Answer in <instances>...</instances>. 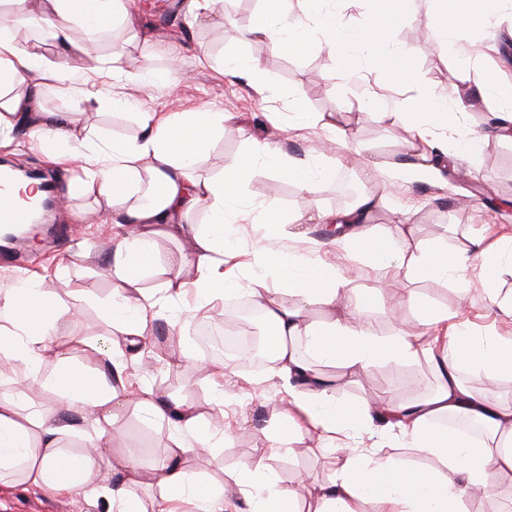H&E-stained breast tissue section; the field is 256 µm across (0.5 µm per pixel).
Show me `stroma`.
<instances>
[{"instance_id": "1", "label": "stroma", "mask_w": 512, "mask_h": 512, "mask_svg": "<svg viewBox=\"0 0 512 512\" xmlns=\"http://www.w3.org/2000/svg\"><path fill=\"white\" fill-rule=\"evenodd\" d=\"M187 4L188 0H171L165 8L160 0H133L138 12V33L129 38L128 53L159 71L166 70L171 55H178L185 77L175 88L124 85L104 76L87 75L86 59L71 61V68L84 75L79 85L81 95L104 102L103 107L89 113L91 122L98 128L134 138L140 133L138 115L142 112H229L232 121L225 123L223 136L198 165L201 177L219 176L225 167L235 163L247 148V135L263 138L276 127L284 130L279 143L290 158L311 159L322 154L336 162L331 174L313 190L302 191L286 182L281 184L279 194L269 195V185L278 182L276 175L270 173L245 188L248 198L273 197L293 215L307 216L320 210L341 212L338 185L343 174L341 162L346 154L361 148L372 161L357 176L362 192L383 200L382 206L370 214L369 228L392 229L406 224L412 228L413 241L440 238L457 251L470 248L473 240L483 235L512 233V214L495 211L488 204L492 197L512 204V142L492 133L486 102L475 101L464 118L468 135L481 144L478 171H470L465 159L449 156L442 162L444 173L439 179L400 182L389 187L384 183L382 171L406 159L412 141L409 128L375 119L365 112L354 82L331 71L325 54L316 47L301 55H285L270 52L261 44L246 45V52L257 56L267 72L269 88L265 91L257 90L244 79L225 76L224 50L245 23L243 11L258 12L259 4L255 2L246 8L241 0H220L214 13L198 19L189 14ZM422 21V16L410 15L401 21L396 32L398 42L414 58L418 84L395 90V97L409 100L430 88L450 96L472 93V73L452 50L410 39L411 29ZM291 85L300 87L306 111L340 115L347 140L335 138L319 124L288 127L290 107L275 92ZM112 98L120 100V107H109ZM68 168L58 183V194L64 201L58 210V221L70 225V232L64 237L38 236L32 242L33 255L20 257L12 264L0 263V287L8 288L35 276L41 277L49 288L78 283L83 296L69 299L68 304L78 313L80 334L97 341L111 330L97 301L111 291L105 267L115 229L93 195L75 193L70 173L77 165L72 162ZM326 239L324 225L315 223L292 225L281 234L284 248L299 253L318 249L321 258L336 264L354 287H373L369 261L357 253L326 247ZM412 291L427 297L433 306L451 311L466 309L472 326L479 332L503 333L512 329V323L491 306L485 287L475 278L437 285L397 277L389 282L387 292L369 312L371 323L388 335L394 333L400 322L408 329H417L415 314L403 305ZM228 309L227 302L216 303L201 317L184 320L175 331L156 326L153 337L142 344V355L127 358L124 387L130 393L145 386L177 393L204 415L219 409L217 396L219 392H227L229 398L221 407L227 415L224 445L208 449L205 476L230 489L234 486L233 473L243 464L253 458L269 457V436L278 425L283 394L278 381L264 368L245 374L239 362L233 361L219 378L179 364L183 347H191L198 355L203 352L196 335L199 321L222 325ZM322 372L334 383L340 400L380 393L410 402L429 395L436 386V372L423 356L407 363L380 364L355 380L330 365L323 366ZM115 427L121 435V445L112 451L113 464L131 457L147 469L164 456L175 434L172 426L149 420L132 403L120 411ZM316 444V439L303 431L296 436L291 452L269 458L270 467L283 484H292L301 471L317 482L331 477L334 461L327 455L312 454ZM105 509V502L99 499L78 510L66 498L20 489L0 490V512H105Z\"/></svg>"}]
</instances>
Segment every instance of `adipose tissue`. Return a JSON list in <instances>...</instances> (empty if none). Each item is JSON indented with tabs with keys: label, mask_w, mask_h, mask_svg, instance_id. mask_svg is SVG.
<instances>
[{
	"label": "adipose tissue",
	"mask_w": 512,
	"mask_h": 512,
	"mask_svg": "<svg viewBox=\"0 0 512 512\" xmlns=\"http://www.w3.org/2000/svg\"><path fill=\"white\" fill-rule=\"evenodd\" d=\"M249 25L239 30L238 45L263 43L276 53L297 54L318 45L333 70L363 79L378 72L387 83L416 82L413 58L396 40L404 15L424 8L431 42L453 47L470 66L491 112L498 118L496 134L512 137V82L485 62L484 47L461 44L459 31L488 29L501 20L507 0H374L358 26L342 22L336 0H261ZM135 28L127 0H0V141L23 134L36 140L56 161L80 158L84 177L77 190L94 191L96 202L120 233L112 243L109 273L112 290L100 306L112 336L91 344L76 329L77 321L57 291L24 282L0 290V352L10 355L12 371L0 369V381L14 392L0 397V485H22L58 496L104 497L107 512H144L138 489L153 477L164 491L158 512L190 497L199 512H224L228 500L222 486L193 477L186 463L198 447L224 442L222 428L207 424L201 414L175 397L147 388L136 403L194 444L174 440L152 474L137 461L113 465L101 455L112 444V425L126 400L118 382L124 348L137 344L152 323L165 319L178 326L184 310L183 292L192 288L204 307L246 287L255 306L267 317L273 339L267 355L269 372L278 377L286 405L270 442V456L290 449L295 434L313 432L318 450L335 458L332 478L322 483L300 479L281 484L265 459L244 465L234 478L243 504L241 512H467L468 499L489 491L497 476L512 472V401L480 393L460 379L463 369L476 367L490 383L512 379V332L481 335L447 310L409 294L421 326L432 329L436 351L430 359L436 388L414 402L359 398L340 402L319 365H333L358 375L380 363L417 358L421 347L404 329L386 335L375 329L366 313L378 298L377 289L350 291L335 265L314 252L291 253L276 248L278 230L292 223L287 211L269 200L246 202L242 217H255L268 230L261 250L266 256L248 285L224 271L230 251L227 204L241 200L247 183L272 171L296 187L310 189L331 170L329 158L314 162L291 160L269 140L252 138L248 149L215 179L196 173L199 158L224 131L221 112L140 113L141 134L127 139L101 134L77 112H50L43 104L49 86L70 87L74 75L69 60L98 48L112 30ZM53 43L55 58L43 52ZM122 43L93 61L92 70L138 85L174 81V70L158 72L148 65L129 66ZM364 108L378 119L409 127L415 138L416 161L395 165L388 183L426 181L435 174L434 154L465 155L477 166L480 146L464 131L468 103L428 90L411 101L364 88ZM375 200L358 198L342 217L322 214L321 223L342 221L349 229L335 238L342 251L367 256L378 282L402 274L412 280L444 283L476 275L493 286L495 263L512 253V235L494 241L476 240L471 250H448L438 239L412 243L404 234L374 231L357 225V215L372 210ZM206 210L208 221L189 223V216ZM183 244L179 272L155 289L142 288V278L155 265L159 238ZM189 267L192 280L180 271ZM277 287H269V278ZM292 303L280 301V294ZM320 320H310L312 309ZM89 347L88 363H70L68 353ZM56 365L43 372L46 354ZM38 385L71 409L89 408L93 436L78 453L63 446L74 430L56 410H35L27 389ZM461 416L481 425L480 436L438 427L439 419ZM398 427L410 448L404 457L380 456L355 441L375 423Z\"/></svg>",
	"instance_id": "1"
}]
</instances>
